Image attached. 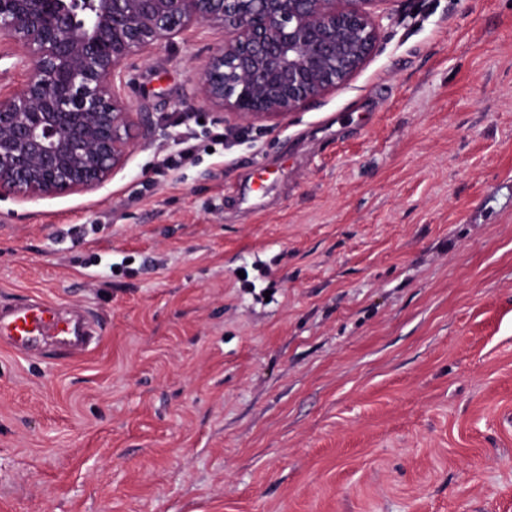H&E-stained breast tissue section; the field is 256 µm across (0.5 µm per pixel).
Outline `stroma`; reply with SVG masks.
Returning a JSON list of instances; mask_svg holds the SVG:
<instances>
[{
    "label": "stroma",
    "mask_w": 512,
    "mask_h": 512,
    "mask_svg": "<svg viewBox=\"0 0 512 512\" xmlns=\"http://www.w3.org/2000/svg\"><path fill=\"white\" fill-rule=\"evenodd\" d=\"M379 14L346 85L233 142L190 27L124 63L153 131L109 183L0 199V303L102 327L0 347V512H512V0ZM100 334V323L86 311L40 296L0 305V343L18 355L75 359L95 348Z\"/></svg>",
    "instance_id": "1"
}]
</instances>
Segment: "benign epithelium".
Listing matches in <instances>:
<instances>
[{
  "label": "benign epithelium",
  "mask_w": 512,
  "mask_h": 512,
  "mask_svg": "<svg viewBox=\"0 0 512 512\" xmlns=\"http://www.w3.org/2000/svg\"><path fill=\"white\" fill-rule=\"evenodd\" d=\"M379 0H0V45L29 70L0 99V198L96 191L126 164L142 114L128 58L191 25L224 29L197 89L245 126L282 123L373 54Z\"/></svg>",
  "instance_id": "obj_1"
}]
</instances>
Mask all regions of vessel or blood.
<instances>
[{
    "label": "vessel or blood",
    "instance_id": "1",
    "mask_svg": "<svg viewBox=\"0 0 512 512\" xmlns=\"http://www.w3.org/2000/svg\"><path fill=\"white\" fill-rule=\"evenodd\" d=\"M101 326L84 310L30 296L0 305V344L22 356L52 353L60 360L88 354L100 341Z\"/></svg>",
    "mask_w": 512,
    "mask_h": 512
}]
</instances>
